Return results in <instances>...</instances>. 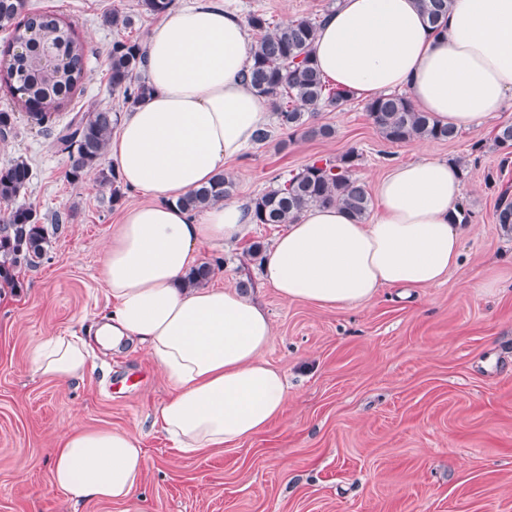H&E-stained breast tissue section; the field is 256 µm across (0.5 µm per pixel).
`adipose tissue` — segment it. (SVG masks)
<instances>
[{"mask_svg":"<svg viewBox=\"0 0 512 512\" xmlns=\"http://www.w3.org/2000/svg\"><path fill=\"white\" fill-rule=\"evenodd\" d=\"M252 42L225 0L168 11L146 40L150 95L108 144L121 182L149 193L131 206L98 269L112 311L92 338L50 336L35 349L42 377H82L93 342L142 347L171 393L154 423L183 451L203 454L261 433L284 409L281 373L263 354L273 331L263 308L232 286L189 285L201 246L245 239L248 204L227 200L200 216L181 196L243 154L269 121L244 79ZM324 80L370 100L405 92L416 110L477 129L512 105V0H453L433 33L417 0H341L311 47ZM462 175L428 156L394 166L370 219L337 206L304 211L261 256L265 282L284 300L327 309L370 303L385 287L440 283L462 255L456 224ZM52 483L76 498L124 502L145 457L126 431L71 427L53 449Z\"/></svg>","mask_w":512,"mask_h":512,"instance_id":"1","label":"adipose tissue"}]
</instances>
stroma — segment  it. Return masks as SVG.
<instances>
[{
    "label": "stroma",
    "mask_w": 512,
    "mask_h": 512,
    "mask_svg": "<svg viewBox=\"0 0 512 512\" xmlns=\"http://www.w3.org/2000/svg\"><path fill=\"white\" fill-rule=\"evenodd\" d=\"M33 8L71 23L88 50L82 90L58 111L107 107L126 114L107 83L108 53L118 38L146 41L157 18L138 0H30ZM337 0H230L241 17L275 23L324 17ZM133 14L116 32L101 26L103 9ZM0 109L17 117L0 139V167L26 160L33 178L25 196L43 219L69 213L46 257L21 268L18 285L0 288V512H512V235L494 219L501 193L512 196V162L493 142L512 121V107L453 141L391 143L352 98L321 111L330 138L288 137L274 130L223 171L232 199L251 202L278 178L349 149L353 175L367 191L399 164L426 155L467 158L461 204L475 226L459 263L429 288L386 287L368 305L324 309L283 300L261 279L250 242L271 245L279 224L254 225L246 241L200 247L214 269L213 286L250 282L270 316L265 357L286 377L283 414L234 448L181 452L153 424L170 389L142 350L93 347L84 378L35 375L34 347L45 337L86 335L108 316L112 300L96 270L123 207L148 202L125 188L119 205L96 174L66 179L67 155L48 151L23 98L0 84ZM111 428L132 433L146 454L144 480L125 502L75 499L51 485V450L64 429Z\"/></svg>",
    "instance_id": "obj_1"
}]
</instances>
